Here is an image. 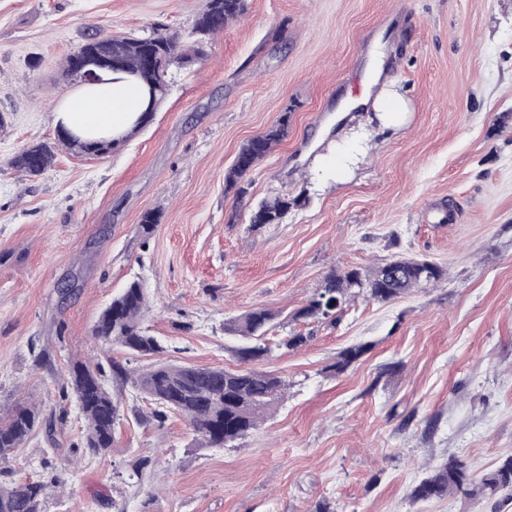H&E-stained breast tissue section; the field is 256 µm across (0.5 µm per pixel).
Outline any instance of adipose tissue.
Listing matches in <instances>:
<instances>
[{
	"label": "adipose tissue",
	"instance_id": "1",
	"mask_svg": "<svg viewBox=\"0 0 512 512\" xmlns=\"http://www.w3.org/2000/svg\"><path fill=\"white\" fill-rule=\"evenodd\" d=\"M147 104L145 91L130 78L106 80L79 87L66 94L54 113L56 124L87 139L119 138L139 121ZM371 106L388 125H398L406 111L404 102L388 89H375L373 81H366L360 97L346 98L342 108L350 110Z\"/></svg>",
	"mask_w": 512,
	"mask_h": 512
}]
</instances>
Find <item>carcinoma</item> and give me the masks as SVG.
<instances>
[{
    "label": "carcinoma",
    "mask_w": 512,
    "mask_h": 512,
    "mask_svg": "<svg viewBox=\"0 0 512 512\" xmlns=\"http://www.w3.org/2000/svg\"><path fill=\"white\" fill-rule=\"evenodd\" d=\"M246 10V0H205L187 38L192 46L183 48L184 37L177 33L156 32L145 38L95 34L87 39L63 63L66 76L74 74L80 59L100 51L121 60L122 73L138 79L145 88L153 90V100L161 104L170 90L168 67L172 61L193 60L201 41L224 30ZM291 113L284 112L262 134L244 142L225 174L227 189L242 196L246 188L240 186L243 178L262 161L288 135ZM67 145L84 154L101 156L109 153L116 142L106 139L83 141L74 139ZM55 146L46 142L23 149L12 165L29 176H36L51 166ZM299 199L277 197L261 202L251 213L250 223L259 226L278 224L288 209ZM161 212L145 211L138 225V233L149 238L160 223ZM446 269L428 260L398 257L362 271L350 269L328 274L322 287L302 307L299 318L337 319L350 298L357 293H367L378 302H389L415 288H424L441 281ZM148 294L138 281L130 282L123 292L112 300L93 328V336L101 342L102 351L119 346L139 357L159 354L163 346L142 326L148 310ZM277 314L265 308H255L224 324V332L250 342L239 349L244 360H256L269 355V347L261 344ZM366 353L363 345L342 350L332 368L336 373L345 372ZM111 373H106L100 363L75 360L70 362L64 388L73 395L85 422L83 448L96 456L112 447L115 428L119 420L120 401L108 390L107 379L121 385H131L154 408L152 418L161 421L167 413L184 416L196 434L211 447H232L245 438L281 401L290 383L274 372L242 369L200 368L189 365L155 364L147 369H129L120 361L110 359ZM47 439L56 432L55 420L43 418L34 407L15 409L5 420H0V462L10 458L15 449L38 431ZM61 468L49 472L48 480L32 479L0 484V512H41L45 491L63 482ZM505 492L503 502L512 501V455L503 459L495 469L474 476L464 463L451 456L433 467L414 487L411 497L415 501L440 499L460 495L467 499L496 495Z\"/></svg>",
    "instance_id": "cac0c4a2"
}]
</instances>
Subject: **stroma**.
I'll return each mask as SVG.
<instances>
[{
	"instance_id": "stroma-1",
	"label": "stroma",
	"mask_w": 512,
	"mask_h": 512,
	"mask_svg": "<svg viewBox=\"0 0 512 512\" xmlns=\"http://www.w3.org/2000/svg\"><path fill=\"white\" fill-rule=\"evenodd\" d=\"M203 4L0 0V418L19 405L65 418L55 442L37 436L0 464V480L70 459L43 512H512L498 495L411 498L448 456L481 474L512 454V0H246L198 58L170 65L167 98L118 149L58 144L66 56L100 31L188 33ZM379 55L408 104L398 127L336 112ZM285 112L288 135L245 195L226 189L239 147ZM39 141L55 144L52 165L15 169ZM282 195L305 201L250 224L254 205ZM398 255L447 276L390 302L359 295L334 323L296 319L331 271ZM136 277L163 350L116 360L288 377L235 447L208 446L175 413L150 420L127 387L112 447L84 456V420L61 387L70 360L98 357L92 329ZM260 307L278 315L272 352L246 362L224 322ZM294 334L307 343L286 348ZM353 344L367 353L335 373Z\"/></svg>"
}]
</instances>
